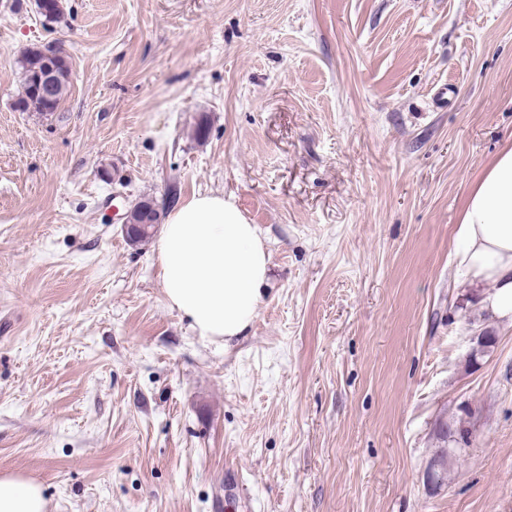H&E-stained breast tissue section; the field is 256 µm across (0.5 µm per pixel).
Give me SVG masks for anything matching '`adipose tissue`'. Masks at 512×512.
Wrapping results in <instances>:
<instances>
[{
    "label": "adipose tissue",
    "instance_id": "ef3b65f1",
    "mask_svg": "<svg viewBox=\"0 0 512 512\" xmlns=\"http://www.w3.org/2000/svg\"><path fill=\"white\" fill-rule=\"evenodd\" d=\"M456 250L469 273L493 284L487 307L512 319V148L471 187ZM155 252L169 306L199 336L228 342L246 335L269 283L270 254L231 198L193 194L168 214ZM0 512H47L42 485L0 475Z\"/></svg>",
    "mask_w": 512,
    "mask_h": 512
}]
</instances>
